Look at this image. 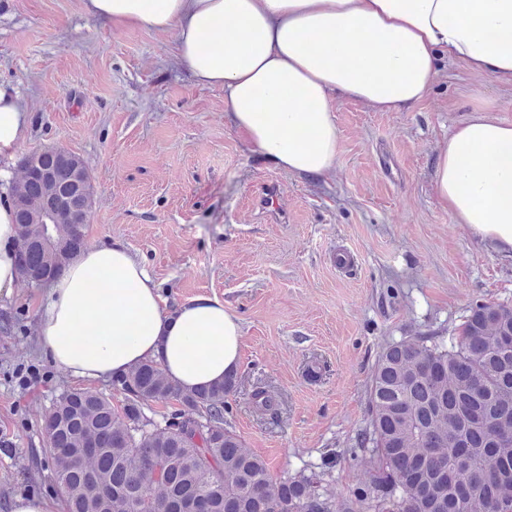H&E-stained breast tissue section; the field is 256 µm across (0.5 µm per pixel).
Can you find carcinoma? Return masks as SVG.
Masks as SVG:
<instances>
[{"label": "carcinoma", "mask_w": 512, "mask_h": 512, "mask_svg": "<svg viewBox=\"0 0 512 512\" xmlns=\"http://www.w3.org/2000/svg\"><path fill=\"white\" fill-rule=\"evenodd\" d=\"M58 176L67 208L85 197L67 181L72 158L42 156ZM21 235L19 276L38 288L86 245V227L38 219L46 185L12 181ZM238 374L186 391L147 361L112 377L121 405L98 391L66 390L41 421L50 483L62 512H512V306L476 301L458 331L387 344L369 388V421L351 449L365 478L337 497L321 476L336 467L334 448L319 471L279 482L233 429L229 396ZM252 404L275 414L279 400L258 388ZM176 402L161 419L154 403Z\"/></svg>", "instance_id": "cac0c4a2"}]
</instances>
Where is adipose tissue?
Masks as SVG:
<instances>
[{"mask_svg": "<svg viewBox=\"0 0 512 512\" xmlns=\"http://www.w3.org/2000/svg\"><path fill=\"white\" fill-rule=\"evenodd\" d=\"M116 26L175 36L176 62L224 91V115L276 168L328 174L340 154L336 99L379 112L423 102L442 59L512 84V0H84ZM30 112L0 84V160L26 141ZM12 176L0 167V296L19 280ZM440 208L512 253V124L481 111L440 146ZM96 338L86 342L85 330ZM39 333L53 365L78 382L154 361L176 385L204 388L237 369L239 317L215 298L167 306L119 242L86 248L46 289Z\"/></svg>", "mask_w": 512, "mask_h": 512, "instance_id": "obj_1", "label": "adipose tissue"}]
</instances>
